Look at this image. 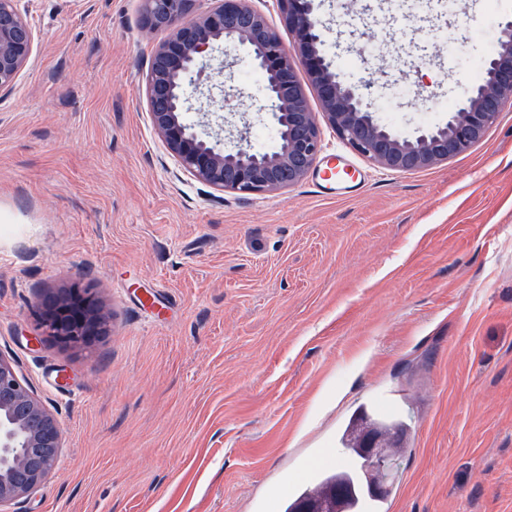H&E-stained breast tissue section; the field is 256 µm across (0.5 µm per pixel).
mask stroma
I'll use <instances>...</instances> for the list:
<instances>
[{"label":"stroma","instance_id":"35a3bbf8","mask_svg":"<svg viewBox=\"0 0 512 512\" xmlns=\"http://www.w3.org/2000/svg\"><path fill=\"white\" fill-rule=\"evenodd\" d=\"M323 50L405 136L447 121L512 6L316 0ZM36 52L0 92V355L59 420L64 447L17 512H269L349 416L389 391L410 428L389 512H512V107L467 154L378 168L322 126L361 188L317 171L268 194L183 172L155 132L142 0H21ZM380 47L367 59L352 40ZM424 58L412 72L413 58ZM227 140L272 122L244 48ZM91 283L111 335L66 347L33 312ZM38 344H30L33 336Z\"/></svg>","mask_w":512,"mask_h":512}]
</instances>
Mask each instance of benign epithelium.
Wrapping results in <instances>:
<instances>
[{"label":"benign epithelium","instance_id":"1","mask_svg":"<svg viewBox=\"0 0 512 512\" xmlns=\"http://www.w3.org/2000/svg\"><path fill=\"white\" fill-rule=\"evenodd\" d=\"M276 2L293 35L289 46L250 0H144V28L162 34L146 76L150 119L184 171L215 189L248 194L278 191L297 185L317 166L321 134L298 80L299 68L308 71L328 125L351 148L389 171L429 169L467 153L512 104L511 18L501 25L480 81L455 103L448 120L407 137L371 111L374 81L347 82L323 56V24L313 0ZM34 44L35 33L18 0H0V91L14 86L30 62ZM221 45L227 51L249 48L263 71L265 111L278 135L268 151L255 150L244 136L224 146V116L218 112L216 127L208 130L185 119L191 101L203 95L201 77L224 75V64H213ZM35 315L63 345L87 346L110 331L90 284L50 295L36 306ZM63 443L60 422L36 398L15 365L0 356V512H13L48 478ZM390 444V439L374 433L364 441L375 491L385 488L393 465Z\"/></svg>","mask_w":512,"mask_h":512}]
</instances>
